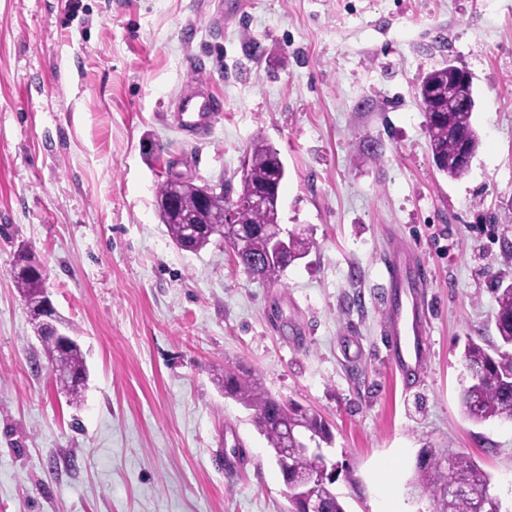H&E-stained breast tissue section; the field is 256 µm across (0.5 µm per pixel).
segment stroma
Listing matches in <instances>:
<instances>
[{
	"mask_svg": "<svg viewBox=\"0 0 512 512\" xmlns=\"http://www.w3.org/2000/svg\"><path fill=\"white\" fill-rule=\"evenodd\" d=\"M0 0V512H289L265 439L225 372L322 416L346 512H432L421 449L452 447L512 512V420L459 398L467 339L498 340L512 283V0ZM473 77L481 145L457 180L435 167L417 87ZM200 82L204 136L171 110ZM282 159L280 224L314 248L278 282L214 241L177 249L169 172L240 191L255 136ZM425 267L430 341L405 388L381 330L390 246ZM88 367L58 391L13 281L18 247ZM238 466L225 471L223 459Z\"/></svg>",
	"mask_w": 512,
	"mask_h": 512,
	"instance_id": "1",
	"label": "stroma"
}]
</instances>
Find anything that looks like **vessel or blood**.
<instances>
[{
	"instance_id": "b4317fda",
	"label": "vessel or blood",
	"mask_w": 512,
	"mask_h": 512,
	"mask_svg": "<svg viewBox=\"0 0 512 512\" xmlns=\"http://www.w3.org/2000/svg\"><path fill=\"white\" fill-rule=\"evenodd\" d=\"M175 120L186 136L203 134L216 121L220 107L201 87L186 86L172 105ZM425 284L423 271L403 247H395L384 261L383 286L388 294L406 295L405 304L394 307L387 318L389 357L409 377L419 375L425 361L427 340L422 331L419 290Z\"/></svg>"
}]
</instances>
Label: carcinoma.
<instances>
[{"mask_svg": "<svg viewBox=\"0 0 512 512\" xmlns=\"http://www.w3.org/2000/svg\"><path fill=\"white\" fill-rule=\"evenodd\" d=\"M461 92L460 75L449 66L433 70L421 80L420 97L428 116L427 134L433 160L437 169L450 179H458L468 173L469 166L459 161L463 145H468L474 154L480 144L472 125V110L447 111L448 101ZM245 165L246 170L240 178L241 191L250 187L269 188L271 193L264 208L239 214L242 228L247 230V240L237 262L249 274L275 282L286 268L285 262L268 257L271 240L281 231L279 191L285 169L278 152L259 135L251 142ZM172 193L178 198L180 218L172 220L162 215V224L179 249L197 252L212 241L209 229L224 223V206L232 202L230 190L221 189L206 208L201 207L200 193L193 183L175 187L168 181L163 182L157 191L158 201ZM184 219L198 220L206 228L196 241L187 244L184 243ZM312 247L313 242L307 237L289 236L288 261L304 257ZM45 276L46 271L42 269L35 275L14 277L15 286L27 304L37 306L42 302ZM498 292L495 319L498 320L496 328L501 345L485 347L471 339L462 356L470 383L461 393V409L476 423L495 418L512 419V284L498 289ZM66 361L71 372H86L84 355L78 343H73L67 350ZM56 385L70 402L80 401L83 385L75 384L65 376L58 378ZM224 392L252 411L256 429L273 452L282 446L280 419L285 415L290 422H302V434L331 442V432L321 417L308 411L298 412L295 404H287L272 396L250 375L224 378ZM416 481L437 502L439 512H501L497 498L489 496L483 499L479 496V490L490 487L488 474L471 458L449 448L441 452L433 449L422 451ZM451 481L471 488V492L444 499V492ZM312 493L325 503L327 512H346L340 497L332 489V482L315 485Z\"/></svg>", "mask_w": 512, "mask_h": 512, "instance_id": "obj_1", "label": "carcinoma"}]
</instances>
